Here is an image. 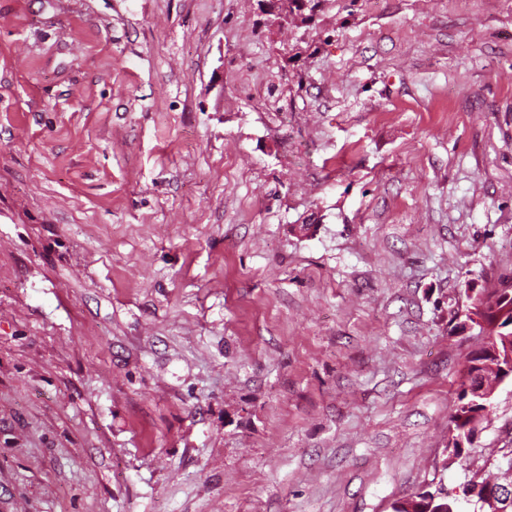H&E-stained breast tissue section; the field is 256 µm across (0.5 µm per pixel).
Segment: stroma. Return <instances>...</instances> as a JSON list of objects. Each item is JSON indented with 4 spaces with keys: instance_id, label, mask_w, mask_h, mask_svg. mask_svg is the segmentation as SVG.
Returning <instances> with one entry per match:
<instances>
[{
    "instance_id": "obj_1",
    "label": "stroma",
    "mask_w": 512,
    "mask_h": 512,
    "mask_svg": "<svg viewBox=\"0 0 512 512\" xmlns=\"http://www.w3.org/2000/svg\"><path fill=\"white\" fill-rule=\"evenodd\" d=\"M512 276V0H0V512H393ZM511 288L512 293V278L504 277L502 280H500L499 285L495 286L494 288H481L478 292L474 293V298H476L479 302H485L488 306V310L492 313L489 315L488 324H489V330L485 336L488 338V343L494 345L495 341L498 342L500 349L505 350V346L502 342V335L501 334H510V336H507L504 338L505 345L510 349L509 341L511 340L512 336V312H511V321L509 322V317H507L505 320H503L499 327H503L502 329L493 330V328H490L494 325L496 321V313L493 311V304L495 303L497 306L498 298H499V292L501 289ZM488 310L485 305H481L477 302H473L471 304V307H468L467 310L462 311L460 316H465L466 320L460 323L461 327H464V330L472 329L475 325H481L483 327H487L486 322V315L488 313Z\"/></svg>"
}]
</instances>
